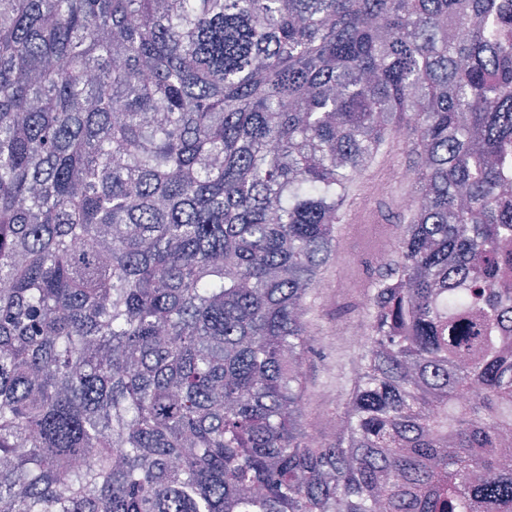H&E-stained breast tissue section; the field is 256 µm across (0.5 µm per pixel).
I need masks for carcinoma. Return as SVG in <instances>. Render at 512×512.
<instances>
[{"label": "carcinoma", "instance_id": "carcinoma-1", "mask_svg": "<svg viewBox=\"0 0 512 512\" xmlns=\"http://www.w3.org/2000/svg\"><path fill=\"white\" fill-rule=\"evenodd\" d=\"M501 13L0 0V512H512ZM398 156L314 441L322 272ZM400 164L398 162H389L385 164L383 167L373 169L367 175V183L370 182H381L384 183L387 187V191H391L394 185L397 183V179H407L409 177V173L406 170H397V166ZM398 171V172H397ZM397 172V173H396ZM396 173V177H395ZM397 178V179H396Z\"/></svg>", "mask_w": 512, "mask_h": 512}]
</instances>
